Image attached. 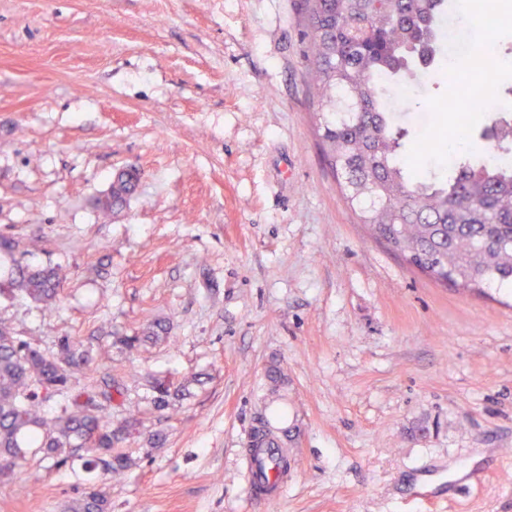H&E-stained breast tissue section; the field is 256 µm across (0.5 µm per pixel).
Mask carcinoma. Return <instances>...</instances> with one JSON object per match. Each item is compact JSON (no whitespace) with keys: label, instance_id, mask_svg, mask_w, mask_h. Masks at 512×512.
Masks as SVG:
<instances>
[{"label":"carcinoma","instance_id":"1","mask_svg":"<svg viewBox=\"0 0 512 512\" xmlns=\"http://www.w3.org/2000/svg\"><path fill=\"white\" fill-rule=\"evenodd\" d=\"M302 12L310 84L322 106L321 148L359 222L438 284L512 290V164L457 159L448 178L425 179L412 176L400 159L409 130L394 122L388 90L417 80L419 69L443 56L446 0H302ZM485 136L497 150L512 149L508 122H495ZM136 182L117 179L102 208L123 205ZM66 280L61 265L15 264L10 276L13 289L44 307L57 304ZM167 333L156 321L139 334L115 332L113 338L133 351ZM91 351L65 336L47 354L0 324V480L12 479L30 448L56 466L79 460L89 474L128 468L122 444L139 432V421L112 422L121 382L80 385L78 375L93 369ZM200 383L197 374L177 384L152 378L153 407L171 409ZM43 387L57 398L50 417L43 413ZM273 438L262 419L249 447L262 448ZM66 512H111V503L93 485L69 500Z\"/></svg>","mask_w":512,"mask_h":512}]
</instances>
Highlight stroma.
<instances>
[{"instance_id":"stroma-1","label":"stroma","mask_w":512,"mask_h":512,"mask_svg":"<svg viewBox=\"0 0 512 512\" xmlns=\"http://www.w3.org/2000/svg\"><path fill=\"white\" fill-rule=\"evenodd\" d=\"M512 99V22L451 0ZM301 0H0V232L20 261L62 264L46 308L0 293V323L44 352L92 342L95 379L122 381L132 459L112 512H512V297L446 287L373 240L319 146ZM454 81L395 86L398 120L434 142L422 173L488 155L477 113L453 131ZM139 170L123 208L99 201ZM168 324L133 352L112 331ZM278 364L284 381L266 377ZM203 385L155 412L148 378ZM288 432L280 497L242 465L259 414ZM165 441L153 446L155 432ZM77 468L31 457L0 512H65Z\"/></svg>"}]
</instances>
